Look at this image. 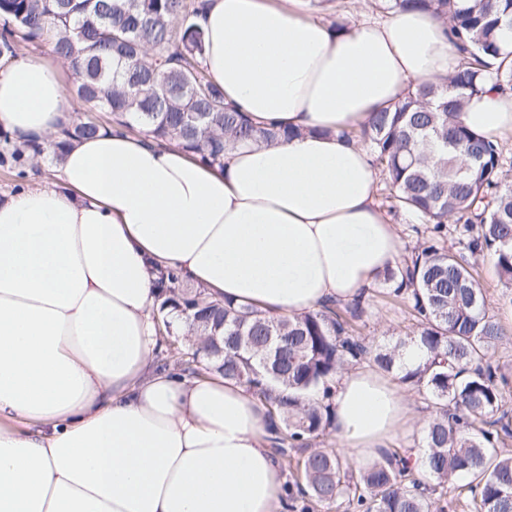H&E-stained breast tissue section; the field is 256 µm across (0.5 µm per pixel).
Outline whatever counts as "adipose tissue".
Instances as JSON below:
<instances>
[{"label": "adipose tissue", "instance_id": "ef3b65f1", "mask_svg": "<svg viewBox=\"0 0 512 512\" xmlns=\"http://www.w3.org/2000/svg\"><path fill=\"white\" fill-rule=\"evenodd\" d=\"M326 0H205L202 66L225 102L297 130L223 166L123 128L68 147L51 184L0 202V512H278L266 410L239 383L159 368L161 271L206 300L296 316L371 288L403 253L367 150L343 138L458 66L445 25L405 10L339 29ZM59 66L0 69V130L48 144L71 121ZM463 120L512 131L486 86ZM332 429L358 464L413 420L397 375H341Z\"/></svg>", "mask_w": 512, "mask_h": 512}]
</instances>
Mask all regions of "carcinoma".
Wrapping results in <instances>:
<instances>
[{
	"label": "carcinoma",
	"instance_id": "carcinoma-1",
	"mask_svg": "<svg viewBox=\"0 0 512 512\" xmlns=\"http://www.w3.org/2000/svg\"><path fill=\"white\" fill-rule=\"evenodd\" d=\"M384 11L416 9L449 25L461 54L448 81H423L348 133L383 176V206L420 223L416 243L379 282L408 306L413 331L378 348L363 335L367 302H330L300 316H269L230 301L203 303L201 292L172 271L160 275L154 314L160 340L179 339L174 313L190 320L182 372L219 374L240 383L265 407L280 456L330 428L337 377L370 363L397 369L400 382L426 396L422 467L386 449L374 464L350 471L335 448L300 457L288 481V508L339 500L363 512H444L438 489L464 496L471 512H512V410L504 393L512 374L491 353L508 340L481 286L480 261L492 260L512 300V187L503 184L496 137L470 130L461 115L486 83L512 89V0H377ZM200 0H0V57L14 53L15 33L29 42L47 30L54 53L75 76L76 95L97 103L116 123L174 144L210 165L246 143H278L286 130L262 126L224 103V91L200 58L205 34ZM99 123L64 128L50 153L95 134ZM36 144L15 147L7 162L26 176ZM423 363H405L409 347Z\"/></svg>",
	"mask_w": 512,
	"mask_h": 512
}]
</instances>
